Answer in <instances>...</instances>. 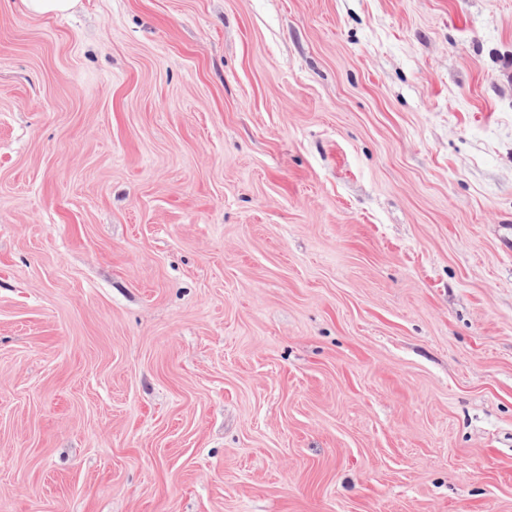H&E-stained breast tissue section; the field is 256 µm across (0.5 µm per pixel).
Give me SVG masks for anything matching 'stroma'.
<instances>
[{
    "label": "stroma",
    "instance_id": "1",
    "mask_svg": "<svg viewBox=\"0 0 512 512\" xmlns=\"http://www.w3.org/2000/svg\"><path fill=\"white\" fill-rule=\"evenodd\" d=\"M0 512H512V0H0ZM23 9L37 16H58L74 10L79 0H19Z\"/></svg>",
    "mask_w": 512,
    "mask_h": 512
}]
</instances>
